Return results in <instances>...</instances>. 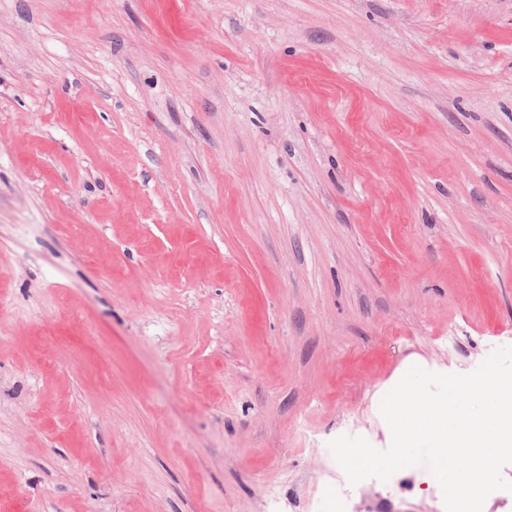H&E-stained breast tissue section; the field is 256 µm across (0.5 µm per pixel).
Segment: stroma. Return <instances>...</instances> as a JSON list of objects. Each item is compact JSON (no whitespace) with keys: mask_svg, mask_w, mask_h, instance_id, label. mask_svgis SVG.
<instances>
[{"mask_svg":"<svg viewBox=\"0 0 512 512\" xmlns=\"http://www.w3.org/2000/svg\"><path fill=\"white\" fill-rule=\"evenodd\" d=\"M505 347L512 0H0V512H337Z\"/></svg>","mask_w":512,"mask_h":512,"instance_id":"obj_1","label":"stroma"}]
</instances>
